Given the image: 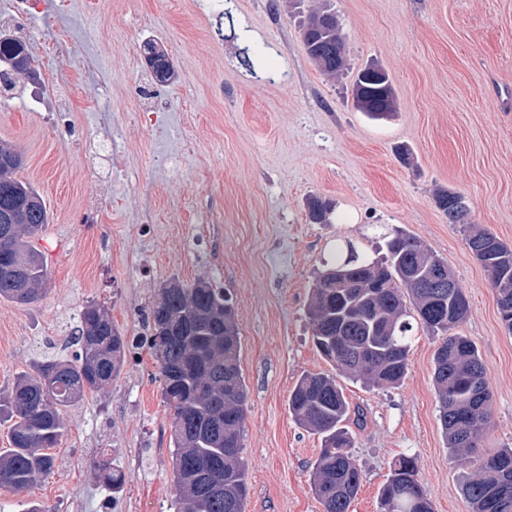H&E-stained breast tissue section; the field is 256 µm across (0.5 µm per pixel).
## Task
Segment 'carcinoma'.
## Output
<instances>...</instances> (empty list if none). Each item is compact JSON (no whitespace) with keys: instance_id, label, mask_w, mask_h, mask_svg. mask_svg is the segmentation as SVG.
<instances>
[{"instance_id":"1","label":"carcinoma","mask_w":512,"mask_h":512,"mask_svg":"<svg viewBox=\"0 0 512 512\" xmlns=\"http://www.w3.org/2000/svg\"><path fill=\"white\" fill-rule=\"evenodd\" d=\"M342 26L328 3L310 11L302 26L307 55L325 76L335 78L348 70L341 54ZM152 72L161 83L169 81L154 68L166 53L154 42L144 45ZM0 86L12 85L13 75L34 70V56L25 43L0 41ZM355 108L379 120L396 111V94L389 72L372 64L358 70L353 80ZM13 145L0 143V215L8 212L17 224L12 240L20 265L0 257V299L34 305L44 297L41 287L49 278L42 254L33 240L49 223L46 206L35 188L14 176L22 161ZM491 235L474 224L467 245L479 264L478 240ZM388 254L380 260L360 256L354 243L336 249V261L324 269L312 291L308 317L320 355L339 373L372 387H393L404 379L410 354L413 323L448 337L434 355L433 383L440 422L448 448L474 454L491 423V389L476 345L457 329L470 312L468 298L448 274L451 288L445 295L407 281L421 266L428 249L401 230H394ZM500 272L489 275L498 313L512 305V247L498 243L491 257ZM374 267L387 283L371 288L355 310L347 307L349 295L336 292V278L361 267ZM232 308L222 288H197L180 284L160 288L151 310L152 333L145 346L159 363L164 402L173 415L170 441L173 472L178 489L176 512H245L249 495L246 464L241 453L247 390L239 367L240 346L224 352L215 349L223 340L224 319L219 313ZM165 318L175 329L172 336L157 335V321ZM392 318L390 330L380 322ZM334 321L332 333L343 338L335 356L326 353L318 336L323 321ZM71 345L74 359L46 356L29 372L20 373L12 388L0 396V423L7 425L10 448L0 454V483L25 492L39 479L55 472L52 449L65 435L63 412L77 405L87 391L98 390L120 373L127 348L126 336L112 325L109 308L93 301L76 317ZM293 420L322 436L323 448L313 468V490L324 512H350L360 490V470L347 451L351 438L344 422L350 405L333 374L308 372L288 397ZM474 473L462 491L472 512H512V448L477 457ZM102 483L115 491L124 475L96 463ZM380 512H433L428 493L419 480L416 458L402 456L381 489Z\"/></svg>"}]
</instances>
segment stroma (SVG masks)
I'll return each mask as SVG.
<instances>
[{
    "instance_id": "stroma-1",
    "label": "stroma",
    "mask_w": 512,
    "mask_h": 512,
    "mask_svg": "<svg viewBox=\"0 0 512 512\" xmlns=\"http://www.w3.org/2000/svg\"><path fill=\"white\" fill-rule=\"evenodd\" d=\"M343 27L348 72L331 79L301 37L322 0H34L0 31L34 50L40 78L0 95V142L17 145L18 179L41 195L49 222L34 245L50 285L37 305L0 300V394L16 375L59 354L87 301L105 303L125 336L171 278H208L229 292L248 392L242 458L246 512H323L312 485L321 439L294 422L288 397L307 372L335 374L362 424L347 421L362 474L351 512H379L402 455L417 458L434 512H471L461 485L474 467L448 448L433 385L439 335L415 331L396 387L336 374L316 350L313 283L336 247L387 252L400 229L447 263L470 302L462 335L477 346L492 389L481 453L512 448V333L463 225L436 189L464 195L471 223L512 246V0H329ZM67 38V62L48 46ZM157 42L177 75L157 82L144 57ZM376 62L398 107L376 121L354 109V71ZM43 88L42 108L29 93ZM118 146L121 168L105 142ZM407 147L403 163L397 147ZM335 205L310 222L309 198ZM57 470L28 491L0 486V512L21 501L46 512H173L172 415L148 349L127 350L107 388L65 414ZM125 474L112 494L91 474Z\"/></svg>"
}]
</instances>
